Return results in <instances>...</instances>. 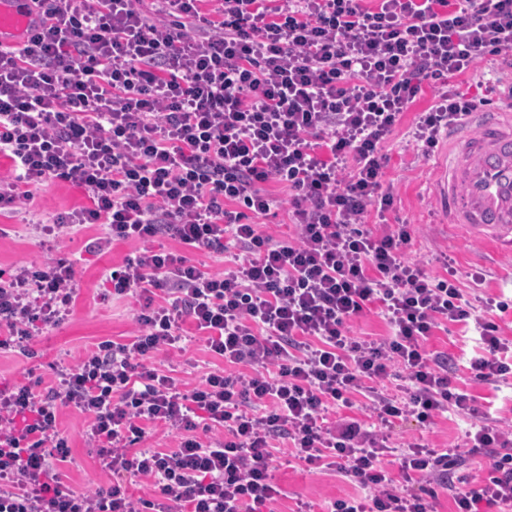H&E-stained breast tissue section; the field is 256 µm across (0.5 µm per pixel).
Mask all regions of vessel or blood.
<instances>
[{
    "instance_id": "b4317fda",
    "label": "vessel or blood",
    "mask_w": 512,
    "mask_h": 512,
    "mask_svg": "<svg viewBox=\"0 0 512 512\" xmlns=\"http://www.w3.org/2000/svg\"><path fill=\"white\" fill-rule=\"evenodd\" d=\"M32 21L20 0H0V44L23 40ZM476 133L454 132L434 192L449 223L512 253V113H479Z\"/></svg>"
}]
</instances>
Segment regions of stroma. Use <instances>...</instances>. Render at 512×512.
Wrapping results in <instances>:
<instances>
[{"label":"stroma","instance_id":"1","mask_svg":"<svg viewBox=\"0 0 512 512\" xmlns=\"http://www.w3.org/2000/svg\"><path fill=\"white\" fill-rule=\"evenodd\" d=\"M492 68V60H484L477 71L457 77L455 84L469 96L491 100V109L496 112L511 103L503 94V85L493 82ZM433 100V90L425 89L383 145V151L389 158L385 180L392 186L395 197L387 219L392 224L412 225L414 234L408 251L412 258L422 261L428 271L442 272L444 263H451L457 271L461 288L467 291L471 288L468 272L480 266L487 274L484 294L510 291L512 254L499 252L486 241L464 232L450 230L444 215L432 200L437 163L447 146L439 144L433 156L423 158L410 140L408 131L417 113L428 108ZM83 201L82 192L75 186L53 182L38 191L34 200L20 198L0 210V271H9L21 260L44 262L59 257L79 259L81 269L80 294L72 315L62 325L34 341V357L0 353L1 388L30 376L52 380L58 364L72 360L94 342L123 338L134 327L133 318L140 308L138 300L131 297L113 302L103 299L101 275L113 262L134 255L135 244H117L103 251L90 249V242L100 234L98 226L93 224L49 240L39 230V222L50 221L54 215L71 210ZM160 365L184 383L193 385L205 373L221 367L222 362L196 340L186 352L174 351L161 358ZM58 423L60 430L71 440L72 459L64 468L68 484L77 489L110 484L111 474L100 468L97 450L84 435L85 417L75 410L66 409L60 413ZM464 430L463 421L452 416L441 417L426 428L413 424L396 426L392 440L399 443L419 437L438 448H460V466L456 474L474 485L481 479L487 459L465 453ZM276 480L285 491L284 498L274 505L276 512H295L301 502H309L319 508L325 501L349 489L348 484L336 474L305 464L280 466Z\"/></svg>","mask_w":512,"mask_h":512}]
</instances>
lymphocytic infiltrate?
I'll list each match as a JSON object with an SVG mask.
<instances>
[{
  "instance_id": "f902f5d3",
  "label": "lymphocytic infiltrate",
  "mask_w": 512,
  "mask_h": 512,
  "mask_svg": "<svg viewBox=\"0 0 512 512\" xmlns=\"http://www.w3.org/2000/svg\"><path fill=\"white\" fill-rule=\"evenodd\" d=\"M200 3L28 0L30 37L0 47V206L69 182L87 202L48 233L97 224V249L141 244L102 274L107 296L140 302L134 336L57 366L52 384L0 390V512H262L282 494L280 447L360 487L322 512H434L440 488L454 512H512V428L456 385L455 359L425 347L457 325L476 335L474 380L511 382L512 336L484 313L512 300L475 308L455 272L409 257L408 225L364 227L394 205L382 144L423 88L435 101L411 138L427 157L478 109L454 78L489 56L512 75V0ZM282 207L285 239L259 223ZM164 236L184 253L157 247ZM202 250L229 266L205 269L192 257ZM78 287L67 258L0 272V350L34 357ZM372 304L388 336H353ZM196 339L225 368L186 390L155 361ZM357 394L368 418L351 413ZM65 408L88 420L111 486L62 483ZM448 412L466 422L471 454L489 457L478 487L456 485V449L391 441L395 423ZM159 426L180 433L178 448L146 447ZM129 477L151 479L155 498L134 499Z\"/></svg>"
}]
</instances>
